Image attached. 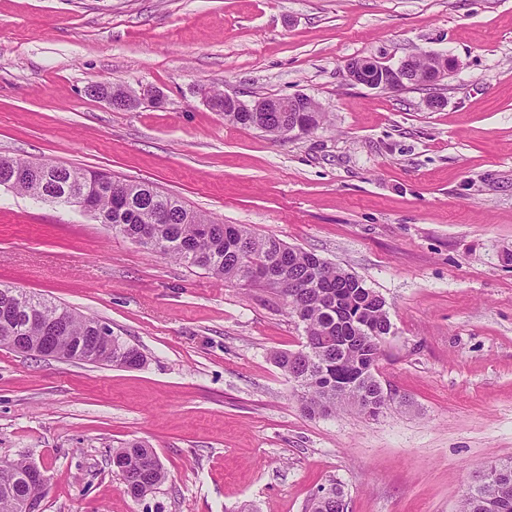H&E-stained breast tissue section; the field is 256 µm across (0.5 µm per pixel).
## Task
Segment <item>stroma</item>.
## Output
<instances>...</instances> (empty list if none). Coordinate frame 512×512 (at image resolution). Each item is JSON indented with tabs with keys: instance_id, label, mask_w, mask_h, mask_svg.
<instances>
[{
	"instance_id": "35a3bbf8",
	"label": "stroma",
	"mask_w": 512,
	"mask_h": 512,
	"mask_svg": "<svg viewBox=\"0 0 512 512\" xmlns=\"http://www.w3.org/2000/svg\"><path fill=\"white\" fill-rule=\"evenodd\" d=\"M430 54L457 63L437 86L347 77ZM99 83L166 101L115 110ZM207 89L305 94L326 119L273 137ZM0 155L149 181L355 274L391 323L376 374L396 404L307 415L272 359L304 342L279 294L0 187V283L146 356L0 347V461L45 467L44 512H308L337 481L348 512H457L512 459V0H0ZM134 440L167 472L141 500L112 467Z\"/></svg>"
}]
</instances>
